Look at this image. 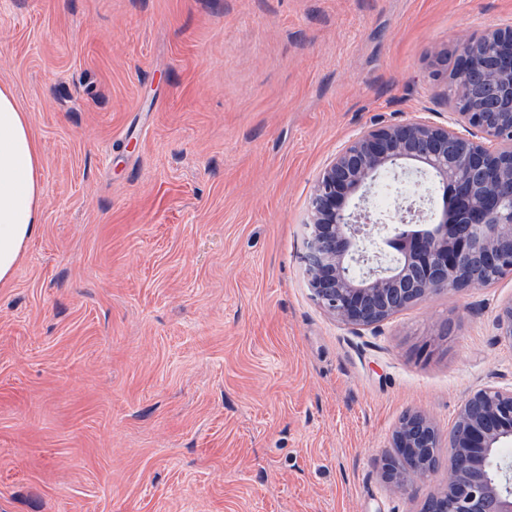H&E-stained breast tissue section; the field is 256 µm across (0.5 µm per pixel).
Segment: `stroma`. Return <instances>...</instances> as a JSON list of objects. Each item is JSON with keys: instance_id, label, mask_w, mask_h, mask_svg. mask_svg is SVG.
Returning <instances> with one entry per match:
<instances>
[{"instance_id": "obj_1", "label": "stroma", "mask_w": 512, "mask_h": 512, "mask_svg": "<svg viewBox=\"0 0 512 512\" xmlns=\"http://www.w3.org/2000/svg\"><path fill=\"white\" fill-rule=\"evenodd\" d=\"M512 0H0L43 222L0 285V512H418L391 433L512 385V275L355 331L312 299L314 184ZM496 325L499 341L512 347V300L499 306L496 313Z\"/></svg>"}]
</instances>
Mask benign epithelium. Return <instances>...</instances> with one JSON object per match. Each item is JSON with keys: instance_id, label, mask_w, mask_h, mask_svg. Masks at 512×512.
Wrapping results in <instances>:
<instances>
[{"instance_id": "benign-epithelium-1", "label": "benign epithelium", "mask_w": 512, "mask_h": 512, "mask_svg": "<svg viewBox=\"0 0 512 512\" xmlns=\"http://www.w3.org/2000/svg\"><path fill=\"white\" fill-rule=\"evenodd\" d=\"M446 125L411 120L363 128L325 165L310 199L306 264L313 300L340 323L373 329L398 311L443 291L483 287L469 269L512 275V27L454 50ZM413 163L432 172L453 199L451 213L419 233V212L387 217L368 206L381 170ZM480 194L474 195L473 189ZM393 262L374 238L383 220ZM499 341L512 347V300L496 313ZM512 385L488 384L461 404L443 440L421 413L404 415L391 434L383 481L407 497L438 474L439 490L419 512H512Z\"/></svg>"}]
</instances>
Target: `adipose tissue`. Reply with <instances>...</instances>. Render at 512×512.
<instances>
[{"instance_id":"adipose-tissue-1","label":"adipose tissue","mask_w":512,"mask_h":512,"mask_svg":"<svg viewBox=\"0 0 512 512\" xmlns=\"http://www.w3.org/2000/svg\"><path fill=\"white\" fill-rule=\"evenodd\" d=\"M41 155L28 117L0 87V283L10 281L41 224Z\"/></svg>"}]
</instances>
